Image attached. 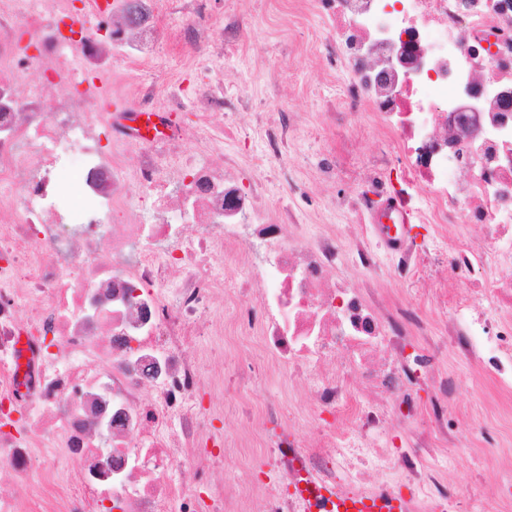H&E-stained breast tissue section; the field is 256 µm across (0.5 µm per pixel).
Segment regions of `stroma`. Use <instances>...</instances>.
Segmentation results:
<instances>
[{
	"label": "stroma",
	"mask_w": 512,
	"mask_h": 512,
	"mask_svg": "<svg viewBox=\"0 0 512 512\" xmlns=\"http://www.w3.org/2000/svg\"><path fill=\"white\" fill-rule=\"evenodd\" d=\"M212 9L217 17L243 23L250 31L249 41L225 43L220 60L189 72L178 55L167 52L135 70L114 60L112 93L100 100V108L117 111L136 102L132 87L143 81L185 74L201 86L223 74L222 116L202 123L190 106L166 115L187 136L188 146L207 160L220 154L237 156L245 180L267 181L266 200L273 210L293 212L311 224H352L358 233H369V210L340 209L336 203L354 195L378 203L368 169L377 148L390 151L394 144L367 113L354 128L325 124V113L344 109L342 91L349 70L327 53L333 32L321 13L308 0H214ZM246 112L293 117L295 137L274 175L252 167L260 142L242 122ZM326 159L336 165L328 181L321 173ZM507 455L512 456V447L502 448L492 433L481 447L455 448L428 464L459 492L467 512H483L493 488L512 485V468L501 464Z\"/></svg>",
	"instance_id": "stroma-1"
}]
</instances>
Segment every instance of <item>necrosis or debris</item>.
<instances>
[{
  "mask_svg": "<svg viewBox=\"0 0 512 512\" xmlns=\"http://www.w3.org/2000/svg\"><path fill=\"white\" fill-rule=\"evenodd\" d=\"M0 0V512H302L298 490L411 497V512H448L426 460L473 447L475 429L512 414V105L455 111L478 77L487 93L512 84V0H315L351 78L344 113L369 112L395 138L391 160L421 192L437 246L422 255L396 224L349 237L336 224L273 216L264 185L243 187L239 164L209 165L181 136L127 138L102 150L96 111L77 71L112 91V61L138 66L172 48L186 68L220 58L241 25L215 20L210 0H85L75 41L62 39L69 0ZM409 32L427 69L393 99L379 97L359 56L382 35ZM142 106L200 117L222 109L224 83H139ZM76 172L81 202L58 190ZM137 193L146 208L131 209ZM397 237V266L464 276L426 304L387 296L376 244ZM355 254L354 285L338 268ZM234 309H213L215 297ZM203 336L219 345H199ZM466 361L492 394L470 423L450 424L457 382L437 370ZM258 374L310 407L237 393L240 427L218 429L227 376ZM428 387L434 408L412 388ZM423 421L412 448L389 452L392 422ZM270 454L269 477L243 495L224 458ZM78 469L56 478L58 461Z\"/></svg>",
  "mask_w": 512,
  "mask_h": 512,
  "instance_id": "1",
  "label": "necrosis or debris"
}]
</instances>
